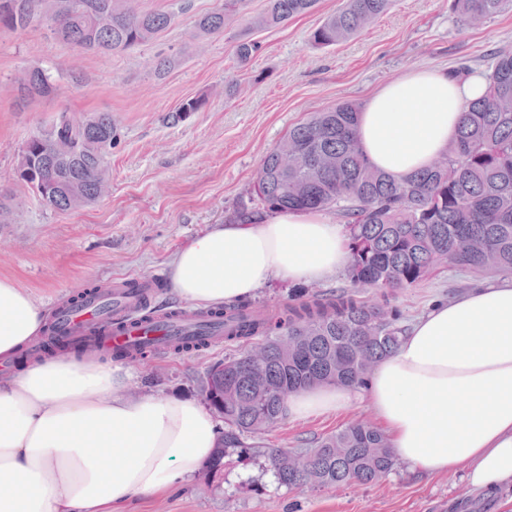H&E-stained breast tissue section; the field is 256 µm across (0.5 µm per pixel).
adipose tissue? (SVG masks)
<instances>
[{
    "label": "adipose tissue",
    "mask_w": 512,
    "mask_h": 512,
    "mask_svg": "<svg viewBox=\"0 0 512 512\" xmlns=\"http://www.w3.org/2000/svg\"><path fill=\"white\" fill-rule=\"evenodd\" d=\"M484 75L417 69L369 98L357 126L369 163L396 178L425 169L458 133ZM342 225L318 211L258 224H217L170 263L182 300H243L271 279L321 278L347 268ZM47 322L43 307L0 279V360ZM130 375L63 357L0 379V512H121L133 498L190 478L213 454L218 425L200 403L124 396ZM369 401L394 458L425 475L467 467L477 491L512 486V278L433 306L361 386H314L288 396L305 419Z\"/></svg>",
    "instance_id": "obj_1"
}]
</instances>
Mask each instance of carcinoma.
Listing matches in <instances>:
<instances>
[{
  "label": "carcinoma",
  "instance_id": "1",
  "mask_svg": "<svg viewBox=\"0 0 512 512\" xmlns=\"http://www.w3.org/2000/svg\"><path fill=\"white\" fill-rule=\"evenodd\" d=\"M393 2L343 0L313 30L312 44L329 46L352 38ZM455 2L466 21L512 6V0ZM40 3L0 0V8L11 12L4 24L24 28L42 17L58 29L62 42L112 54L153 40L174 22L166 11L131 14L122 0H76L77 10L64 20L45 16ZM246 3L222 0L197 17L196 29L205 35L224 32ZM316 5L317 0H268L252 25L284 26ZM31 76L35 93L53 91L44 70L33 69ZM486 81V94L464 106L457 139L429 168L402 179L371 168L356 137L360 106L342 103L292 127L264 156L254 194L229 213L232 223L253 224L276 211H335L347 228L351 284L379 290L375 301L344 289L300 295L269 317L253 315L248 299L224 305L236 317L235 325L225 329L224 343L260 340L269 352L262 369L271 389L251 384L243 354L208 369L203 393L224 394V404L213 407L224 421L218 447L264 458L279 485H367L393 470L396 461L387 438L367 424H353L301 452L256 441L284 419L288 395L316 385H361L375 364L395 350L405 329L392 295L433 276L441 266L474 276L512 277V53L497 57ZM117 136L109 113L76 121L63 112L25 143L16 175L46 205L66 211L76 199L96 197L106 180L104 165L96 161L99 146L112 145ZM61 137L70 141L69 155L50 168L43 166L52 142ZM324 152L336 155V168L320 172L314 156ZM284 338L295 341L286 357L278 351Z\"/></svg>",
  "mask_w": 512,
  "mask_h": 512
}]
</instances>
